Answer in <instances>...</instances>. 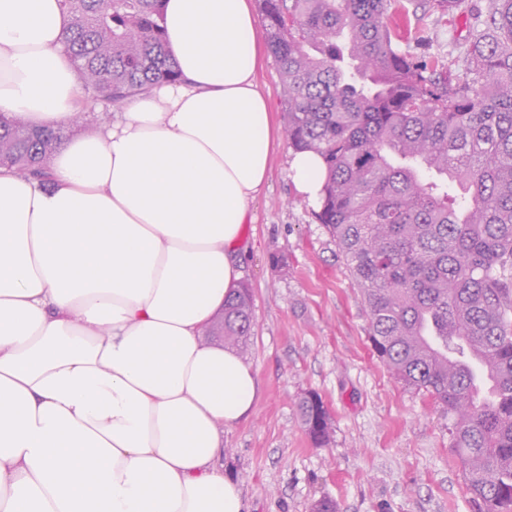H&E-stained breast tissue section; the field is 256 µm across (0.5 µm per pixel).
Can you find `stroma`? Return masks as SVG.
<instances>
[{
  "label": "stroma",
  "mask_w": 512,
  "mask_h": 512,
  "mask_svg": "<svg viewBox=\"0 0 512 512\" xmlns=\"http://www.w3.org/2000/svg\"><path fill=\"white\" fill-rule=\"evenodd\" d=\"M467 15H428L419 56H456ZM285 136L271 146L268 188L251 205L244 282L254 327L245 360L259 380L252 414L225 429L224 475L248 512H309L330 498L340 512H472L448 436V417L425 392L405 388L368 339V314L317 204L295 190ZM318 393L333 440L309 441L296 403Z\"/></svg>",
  "instance_id": "35a3bbf8"
}]
</instances>
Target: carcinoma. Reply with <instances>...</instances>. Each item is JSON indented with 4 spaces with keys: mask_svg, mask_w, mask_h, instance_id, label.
<instances>
[{
    "mask_svg": "<svg viewBox=\"0 0 512 512\" xmlns=\"http://www.w3.org/2000/svg\"><path fill=\"white\" fill-rule=\"evenodd\" d=\"M281 74L285 133L321 156L316 218L359 288L374 352L403 386L448 413L451 447L478 512H512V0H260ZM88 99L122 104L178 69L162 0H63ZM471 15L451 62L410 50L417 10ZM65 130L0 121V165L49 179ZM252 289L205 331L244 354ZM478 357L497 395L474 398ZM327 446L320 396L297 403Z\"/></svg>",
    "mask_w": 512,
    "mask_h": 512,
    "instance_id": "obj_1",
    "label": "carcinoma"
}]
</instances>
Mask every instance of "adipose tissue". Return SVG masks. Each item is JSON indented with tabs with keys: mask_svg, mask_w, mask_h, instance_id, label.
<instances>
[{
	"mask_svg": "<svg viewBox=\"0 0 512 512\" xmlns=\"http://www.w3.org/2000/svg\"><path fill=\"white\" fill-rule=\"evenodd\" d=\"M182 80L56 150L53 184L0 168V512H246L217 461L258 380L203 339L242 279L276 131L250 0H165ZM61 0H0V115L85 111ZM318 202L325 167L292 155Z\"/></svg>",
	"mask_w": 512,
	"mask_h": 512,
	"instance_id": "1",
	"label": "adipose tissue"
}]
</instances>
